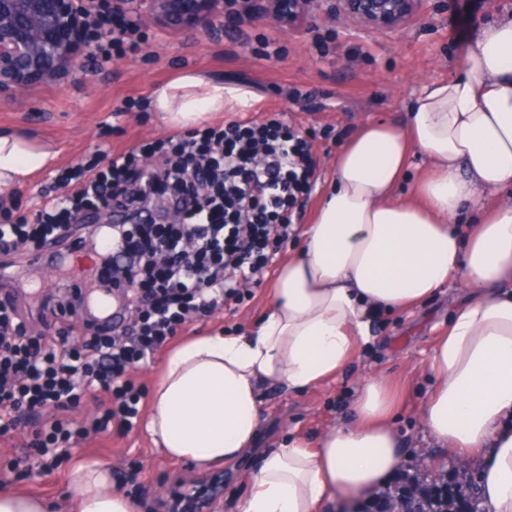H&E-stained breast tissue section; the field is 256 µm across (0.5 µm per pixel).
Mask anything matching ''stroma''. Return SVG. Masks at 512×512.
I'll return each instance as SVG.
<instances>
[{
	"label": "stroma",
	"instance_id": "1",
	"mask_svg": "<svg viewBox=\"0 0 512 512\" xmlns=\"http://www.w3.org/2000/svg\"><path fill=\"white\" fill-rule=\"evenodd\" d=\"M423 18L397 31L374 32L357 23L310 21L288 36L264 19L237 25L211 37L170 30H149L145 42L156 44L113 61L106 69L89 66L86 74L32 86L20 99L0 101V128L17 129L29 139L52 146L60 166L87 157L96 145L128 149L141 140L168 134L152 111V92L184 75L250 90L255 111H270L314 139L319 180L307 199L301 223H308L327 186L329 162L364 120H401L430 84L464 71L466 56L478 36L499 19L512 15V0H423ZM277 36L282 52L267 58L261 41ZM140 99L135 115L119 114L126 98ZM96 253L74 252L66 267L49 270L21 259L20 267L40 290L66 288L91 274ZM465 296L454 282L413 311L382 313L371 323V339L361 345L352 365L336 382L300 395L278 385L261 389L262 420L253 448L236 460L200 470L169 460L153 447L145 427L127 436L69 448L56 466L31 463L34 432L0 442V486L42 496L51 512H69L71 473L82 463H104L114 470L111 487L136 505L137 512H167L173 491L186 494L224 477V493L204 512H236L249 488L261 455L288 432L309 443L332 425L352 421L351 405L361 383L378 376L393 387L398 411L394 422L404 467L421 478H440L430 466L441 450L419 418V408L434 379L428 366L436 336ZM270 304L268 285L251 288L241 304L211 313L191 325V332L217 328L233 332L249 326Z\"/></svg>",
	"mask_w": 512,
	"mask_h": 512
}]
</instances>
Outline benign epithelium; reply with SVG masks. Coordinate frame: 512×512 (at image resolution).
<instances>
[{"label": "benign epithelium", "instance_id": "benign-epithelium-1", "mask_svg": "<svg viewBox=\"0 0 512 512\" xmlns=\"http://www.w3.org/2000/svg\"><path fill=\"white\" fill-rule=\"evenodd\" d=\"M247 12L290 24L308 17L376 31L395 30L422 0H243ZM148 27L218 35L228 26L224 0H139ZM87 0H0V100L20 98L37 80L88 68Z\"/></svg>", "mask_w": 512, "mask_h": 512}]
</instances>
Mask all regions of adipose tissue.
Here are the masks:
<instances>
[{
	"mask_svg": "<svg viewBox=\"0 0 512 512\" xmlns=\"http://www.w3.org/2000/svg\"><path fill=\"white\" fill-rule=\"evenodd\" d=\"M512 16L484 31L464 74L429 85L403 123H365L337 152L303 247L281 261L262 318L213 330L165 355L147 431L166 458L206 468L238 458L261 424L262 386L334 382L371 332L375 310L404 312L461 280L466 296L429 358L420 419L449 454L477 458L485 512H512ZM163 122L188 127L249 108V90L187 75L156 88ZM430 173L410 175L412 154ZM58 154L0 132V189L54 168ZM484 206L457 227L462 202ZM350 425L316 445L299 435L267 453L238 512H352L401 464L382 379L366 381ZM102 464L77 467L71 512H135L106 492Z\"/></svg>",
	"mask_w": 512,
	"mask_h": 512,
	"instance_id": "ef3b65f1",
	"label": "adipose tissue"
}]
</instances>
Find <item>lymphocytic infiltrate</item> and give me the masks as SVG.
I'll return each mask as SVG.
<instances>
[{"label": "lymphocytic infiltrate", "instance_id": "obj_1", "mask_svg": "<svg viewBox=\"0 0 512 512\" xmlns=\"http://www.w3.org/2000/svg\"><path fill=\"white\" fill-rule=\"evenodd\" d=\"M89 29L101 67L139 45L138 25L121 11L93 12ZM313 148L274 118L205 124L142 143L135 153L101 145L89 165L59 173L71 190L43 206L41 223L1 224L0 260L42 247L66 256L108 234L114 248L100 253L97 275L140 318L112 324L92 315L81 293L48 295L38 309L41 324L71 318L81 340L71 343L61 331L34 337L20 318L16 288L0 285V438L23 427L24 411L36 412L41 424L32 447L43 459L60 458L76 440L130 433L141 402L132 372L155 362L179 331L240 301L242 283L258 287L270 274L273 247L296 232L297 199L317 181ZM139 152L161 160L138 169ZM156 197L177 210L178 223H140L144 205ZM81 209L114 210L121 218L106 228L80 224L74 214ZM98 391L109 396V407L73 424L71 409ZM463 494L462 483L433 486L402 470L365 510L392 512L396 501L408 499L438 512L447 496Z\"/></svg>", "mask_w": 512, "mask_h": 512}]
</instances>
